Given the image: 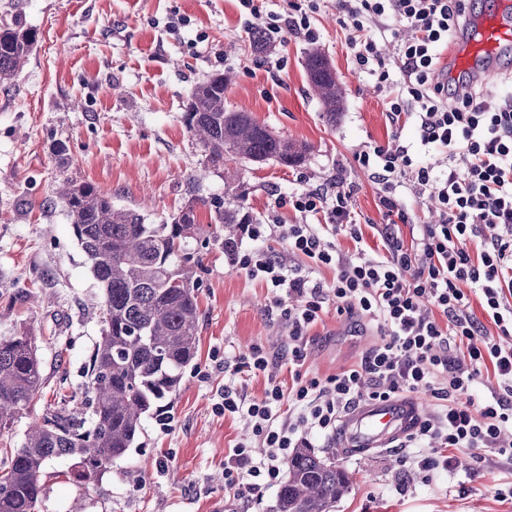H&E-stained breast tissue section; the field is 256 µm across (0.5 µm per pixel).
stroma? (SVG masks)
Instances as JSON below:
<instances>
[{
    "label": "stroma",
    "mask_w": 512,
    "mask_h": 512,
    "mask_svg": "<svg viewBox=\"0 0 512 512\" xmlns=\"http://www.w3.org/2000/svg\"><path fill=\"white\" fill-rule=\"evenodd\" d=\"M336 0H321L312 22L317 42L292 34L264 55L252 49L253 31L234 0H0V23L22 20L37 46L14 82L0 85V339L36 338L46 383L16 418L0 448H18L29 425L56 401L58 385L85 395V364L104 327L101 290L78 243L59 182H88L114 206L163 224L188 202L222 199L266 225L260 246L286 255L277 227L298 223L288 193L342 178L377 245L374 226L385 219L378 187L354 159L357 151L390 141L386 99L371 77L355 69ZM330 61L343 97L335 124H327L312 96L305 57ZM217 73L232 81L227 108L251 113L276 134L305 143L295 167L275 162L239 164V180L225 187L224 170L208 165L183 121L192 88ZM206 247L198 254V353L185 369L167 424L145 418L134 448L93 484L69 479L70 463H51L44 477L42 512H273L276 489L258 499L234 498L224 480V457L234 445L262 443L246 418L223 414L225 354L261 347L267 373L238 374L250 399L268 379L283 389L294 380L282 353L288 324L274 293L233 269L221 243L211 241V212L196 210ZM379 337L327 302L309 333L306 378L326 381L358 362ZM319 455H334L350 479L336 512H512V463L494 456L424 480L406 465L408 448L371 455L335 451L332 438L314 439Z\"/></svg>",
    "instance_id": "obj_1"
}]
</instances>
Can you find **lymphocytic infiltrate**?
<instances>
[{"label": "lymphocytic infiltrate", "mask_w": 512, "mask_h": 512, "mask_svg": "<svg viewBox=\"0 0 512 512\" xmlns=\"http://www.w3.org/2000/svg\"><path fill=\"white\" fill-rule=\"evenodd\" d=\"M237 2L248 26L267 36L318 38L311 19L319 0H288L284 14L262 11L257 0ZM336 8L350 31L356 69L372 76L387 100L393 143L354 156L380 187L382 249L365 247L352 192L340 181L289 193L288 205L301 217L285 236L294 263L254 245L225 246L233 268L279 290L275 305L288 323L294 374L290 391L273 382L258 401L235 383L224 386L225 413L248 418L265 448L258 457L249 443H238L224 462L229 486L251 498L278 485L291 449L334 431L350 407L419 392L430 393L440 410L404 440L414 451L411 465L430 476L448 472L458 450L477 463L488 455L512 461V346L500 342L512 335V98L491 105L471 82L437 77L443 51L465 25L467 0H337ZM399 28L408 38L384 55L386 33ZM410 122L422 147L445 153V165H417L399 141ZM407 191L430 198L438 212L437 222L412 226L408 243L397 231L409 220ZM326 225L350 237L354 253L325 242ZM323 266L335 271L331 283L314 277ZM330 300L337 313L374 322L381 341L326 381H307L308 336ZM475 300L485 319L473 314ZM491 324L496 334H489ZM488 371L498 389L475 397Z\"/></svg>", "instance_id": "lymphocytic-infiltrate-1"}]
</instances>
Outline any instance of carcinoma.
I'll return each instance as SVG.
<instances>
[{
	"instance_id": "1",
	"label": "carcinoma",
	"mask_w": 512,
	"mask_h": 512,
	"mask_svg": "<svg viewBox=\"0 0 512 512\" xmlns=\"http://www.w3.org/2000/svg\"><path fill=\"white\" fill-rule=\"evenodd\" d=\"M36 44L37 33L22 22L0 26V85L14 80ZM305 69L323 119L335 123L341 92L332 67L313 50ZM229 82L220 73L195 85L184 112L207 162L301 163L305 146L274 134L248 112L225 107ZM57 198L100 284L105 328L87 362L88 399L62 396L32 423L22 447L0 458V512H41L49 462L66 459L70 479L94 482L133 447L146 417L165 420L161 408L170 407L197 349V282L190 266L195 208L213 209L216 241L224 229L245 223L239 210L218 199L190 202L169 224H146L91 183L68 181ZM42 383L33 337L0 339V432L30 406ZM349 490L348 475L336 462L298 448L288 458L274 512H335Z\"/></svg>"
}]
</instances>
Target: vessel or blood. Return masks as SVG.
I'll return each instance as SVG.
<instances>
[{"instance_id":"obj_1","label":"vessel or blood","mask_w":512,"mask_h":512,"mask_svg":"<svg viewBox=\"0 0 512 512\" xmlns=\"http://www.w3.org/2000/svg\"><path fill=\"white\" fill-rule=\"evenodd\" d=\"M512 57V17L506 11L469 18L465 36L448 55L453 74L487 76ZM424 414L421 399L362 402L348 409L336 428L335 444L348 455L397 447Z\"/></svg>"}]
</instances>
